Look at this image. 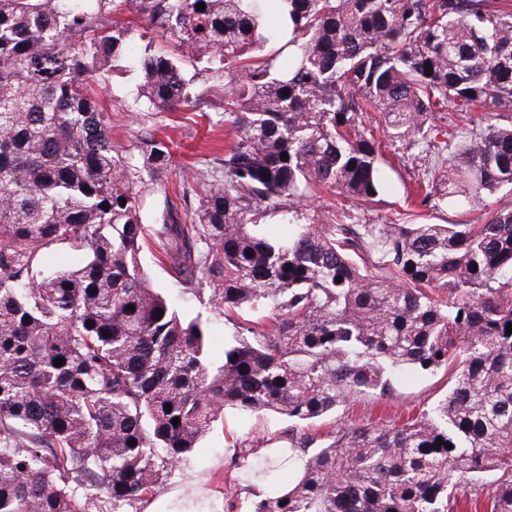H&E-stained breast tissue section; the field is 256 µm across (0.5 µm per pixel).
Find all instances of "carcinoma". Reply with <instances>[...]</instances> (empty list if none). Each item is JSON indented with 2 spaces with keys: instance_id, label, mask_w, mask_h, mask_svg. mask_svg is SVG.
I'll use <instances>...</instances> for the list:
<instances>
[{
  "instance_id": "1",
  "label": "carcinoma",
  "mask_w": 512,
  "mask_h": 512,
  "mask_svg": "<svg viewBox=\"0 0 512 512\" xmlns=\"http://www.w3.org/2000/svg\"><path fill=\"white\" fill-rule=\"evenodd\" d=\"M273 1L292 25L284 62L252 54ZM133 8L152 36L114 20ZM137 37L132 111L190 104L188 62L227 89L222 182L194 210L166 200L153 229L176 283L243 318L219 366L207 323L140 263L169 147L115 154L93 87ZM446 105L483 108L486 124L429 122ZM372 111L409 113L448 153L443 193L424 178L421 203L512 185V0H0V512H91L100 489L122 512L228 409L287 419L280 453L302 470L251 512H455L462 498L512 512V203L480 224L310 222L316 189L382 201ZM257 213L286 234L268 238ZM60 243L82 261L49 270L41 251ZM401 368L452 369L447 394L391 427L310 432L358 396L390 395Z\"/></svg>"
}]
</instances>
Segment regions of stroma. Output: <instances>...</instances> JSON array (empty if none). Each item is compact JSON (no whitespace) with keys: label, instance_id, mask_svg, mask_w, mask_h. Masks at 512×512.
Here are the masks:
<instances>
[{"label":"stroma","instance_id":"stroma-1","mask_svg":"<svg viewBox=\"0 0 512 512\" xmlns=\"http://www.w3.org/2000/svg\"><path fill=\"white\" fill-rule=\"evenodd\" d=\"M94 79L98 99L110 115L112 143L119 153L136 154L142 138L146 136L166 142L172 152V166L162 176L161 188L144 204L143 224H155L165 199L176 201L185 196L191 204H198L214 182L208 164L215 155L223 153L228 140L224 129L222 89L206 75H199L196 81L198 98L190 106L179 107L174 112H152L136 119L126 110L141 83L140 73L133 63L122 61L113 66L105 65L96 71ZM363 122L379 129V151L392 187L384 194L382 203L361 210L360 216L377 224L391 223L405 207V184L422 178L427 172L439 173L443 166L432 161L421 169L412 167L411 156L428 155L429 148L421 137L412 136L407 113L368 112L364 114ZM141 262L156 287L173 288L167 267L155 259L154 247L143 249ZM173 290L184 317L209 316L211 359L221 362L224 340L231 334L233 326L212 308L209 289ZM391 385V396L370 394L342 406L336 414L315 423L314 432L319 438L326 439L341 421L353 424L368 422L377 426L401 421L404 415L431 407L446 391L448 375L442 370L418 375L403 369L394 376ZM288 428L287 420L269 414L243 419L234 412H226L223 422L215 425L195 452L167 477L154 494L149 495L146 502L140 503L141 512H147L150 503L158 499L179 496L185 486L200 477L208 478L211 493L198 499L197 512H250L255 492L241 481L233 459L247 454L259 437L267 439L269 447H286Z\"/></svg>","mask_w":512,"mask_h":512}]
</instances>
